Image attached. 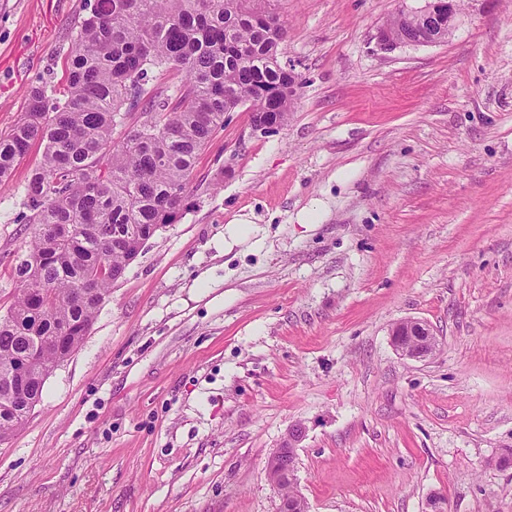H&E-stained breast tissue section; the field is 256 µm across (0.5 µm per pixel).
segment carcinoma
I'll list each match as a JSON object with an SVG mask.
<instances>
[{
    "mask_svg": "<svg viewBox=\"0 0 512 512\" xmlns=\"http://www.w3.org/2000/svg\"><path fill=\"white\" fill-rule=\"evenodd\" d=\"M390 25L402 39L418 19L401 9ZM281 30L254 0H87L61 88L31 86L22 118L0 134V186L32 142L43 145L20 216L33 232L13 253L18 292L0 313V442L28 419L17 371L42 396L132 258L187 209L224 113L288 121L297 77L278 60ZM165 78L177 80L173 97ZM138 107L147 119L115 140Z\"/></svg>",
    "mask_w": 512,
    "mask_h": 512,
    "instance_id": "1",
    "label": "carcinoma"
}]
</instances>
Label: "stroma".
Masks as SVG:
<instances>
[{
    "mask_svg": "<svg viewBox=\"0 0 512 512\" xmlns=\"http://www.w3.org/2000/svg\"><path fill=\"white\" fill-rule=\"evenodd\" d=\"M421 4L268 0L301 80L287 123L230 113L190 210L0 442V512H278L264 467L297 423L310 512H425L434 491L512 512V0H463L448 42L378 52ZM82 8L0 0V133L30 84H60ZM42 152L0 188V307ZM410 319L434 357L392 347ZM407 326L410 340L403 342L402 326ZM390 341L394 350L406 359L426 360L434 355L438 348V339L429 326L421 320H404L395 323L389 331ZM417 336V337H413Z\"/></svg>",
    "mask_w": 512,
    "mask_h": 512,
    "instance_id": "1",
    "label": "stroma"
}]
</instances>
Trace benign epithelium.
Returning <instances> with one entry per match:
<instances>
[{"label":"benign epithelium","mask_w":512,"mask_h":512,"mask_svg":"<svg viewBox=\"0 0 512 512\" xmlns=\"http://www.w3.org/2000/svg\"><path fill=\"white\" fill-rule=\"evenodd\" d=\"M417 14L420 27L413 36L405 40L395 39L390 24L381 26L375 36L378 50L390 53L400 47L419 46L448 41L456 29L460 14L459 0H425L419 8L409 10ZM394 350L402 357L412 360H426L434 355L438 348V339L429 326L421 320H404L395 323L389 331ZM306 436L305 427L294 424L288 429L279 448L267 458L265 476L276 489L283 480L296 483V471L289 458L296 456V449Z\"/></svg>","instance_id":"7a95c632"}]
</instances>
